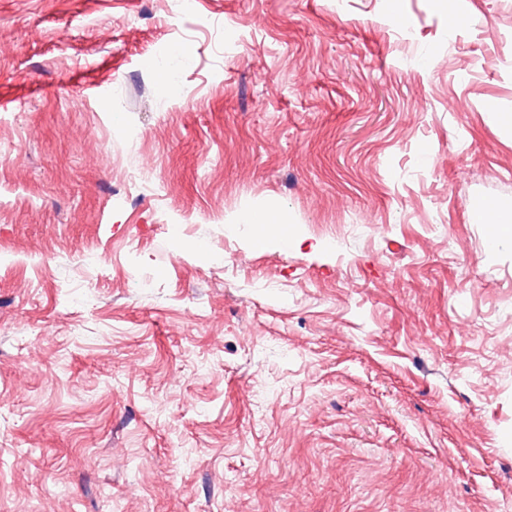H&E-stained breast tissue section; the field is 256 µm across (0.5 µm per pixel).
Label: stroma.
<instances>
[{
    "label": "stroma",
    "instance_id": "1",
    "mask_svg": "<svg viewBox=\"0 0 512 512\" xmlns=\"http://www.w3.org/2000/svg\"><path fill=\"white\" fill-rule=\"evenodd\" d=\"M456 4L0 0V512H512V0Z\"/></svg>",
    "mask_w": 512,
    "mask_h": 512
}]
</instances>
